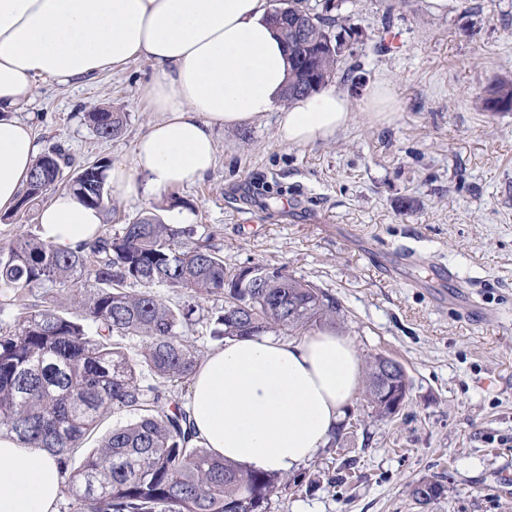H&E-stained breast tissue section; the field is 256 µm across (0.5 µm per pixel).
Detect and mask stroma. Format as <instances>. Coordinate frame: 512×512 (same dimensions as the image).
<instances>
[{"mask_svg":"<svg viewBox=\"0 0 512 512\" xmlns=\"http://www.w3.org/2000/svg\"><path fill=\"white\" fill-rule=\"evenodd\" d=\"M358 38V82L336 74L353 118L309 146L276 137V115L217 133L213 170L150 198L112 195L118 230L159 205L229 267H287L336 300L328 327L361 359L399 361L409 393L382 418L358 395L331 442L269 512H512V112L478 98L512 79V0H344ZM152 74L134 59L72 85L38 80L22 119L42 148L76 164L130 162L155 116ZM392 86L388 120L366 114L373 83ZM124 113L98 138L85 116ZM446 492L409 494L421 479Z\"/></svg>","mask_w":512,"mask_h":512,"instance_id":"obj_1","label":"stroma"}]
</instances>
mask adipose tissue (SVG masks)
<instances>
[{"mask_svg": "<svg viewBox=\"0 0 512 512\" xmlns=\"http://www.w3.org/2000/svg\"><path fill=\"white\" fill-rule=\"evenodd\" d=\"M270 0H0V210L19 199L41 152L18 114L37 79L67 85L132 59L151 62L142 97L157 119L130 163L107 172L113 192L152 197L202 179L215 165V131L277 115L292 146L329 139L352 118L326 86L286 99L288 54ZM100 209L68 192L38 214V234L61 251L92 242ZM361 385L353 342L335 331L299 339L225 341L192 378L189 412L205 448L243 468L297 471L330 441ZM57 458L0 439V512H57Z\"/></svg>", "mask_w": 512, "mask_h": 512, "instance_id": "1", "label": "adipose tissue"}]
</instances>
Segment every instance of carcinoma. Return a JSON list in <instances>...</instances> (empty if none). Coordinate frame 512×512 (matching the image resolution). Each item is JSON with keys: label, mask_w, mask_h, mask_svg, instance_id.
Wrapping results in <instances>:
<instances>
[{"label": "carcinoma", "mask_w": 512, "mask_h": 512, "mask_svg": "<svg viewBox=\"0 0 512 512\" xmlns=\"http://www.w3.org/2000/svg\"><path fill=\"white\" fill-rule=\"evenodd\" d=\"M274 18L288 45V98L328 83L343 59L333 29L346 31L347 18L325 5L316 12L306 0H288ZM482 107L512 112V80L498 81ZM124 120L122 112L86 115L101 139L119 135ZM67 168L66 191L106 210L105 165L75 168L57 144L36 161L12 213L31 210L56 190ZM160 211H145L75 251L31 235L0 247V293L21 306L13 324L0 326V435L48 451L65 472L72 451L105 412H126L132 419L113 429L65 482L79 512H268L285 478L244 470L200 446L189 411L173 398L171 387L198 364L186 334L195 306L171 303L156 289L213 301L211 335L221 340L304 332L334 319L336 299L284 267L262 263L251 267L269 270L264 287L244 288L247 267L227 268L192 227L169 224ZM130 284L142 290L130 292ZM60 289L69 290L74 310L58 302ZM129 338L141 342L135 359L124 351ZM384 360L377 355L366 362L367 399L378 416L390 417L389 401L374 387ZM444 491L440 481L422 480L411 495L429 503Z\"/></svg>", "instance_id": "1"}]
</instances>
